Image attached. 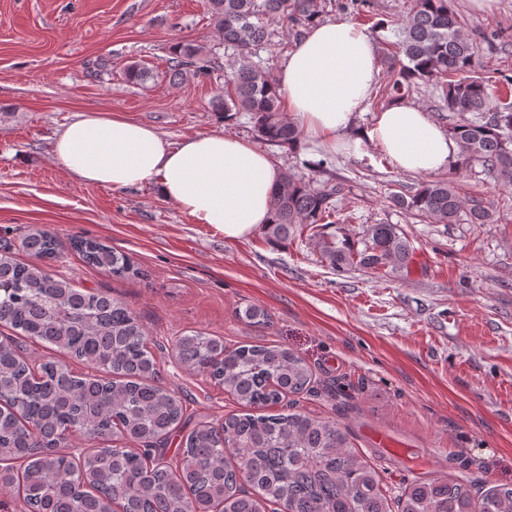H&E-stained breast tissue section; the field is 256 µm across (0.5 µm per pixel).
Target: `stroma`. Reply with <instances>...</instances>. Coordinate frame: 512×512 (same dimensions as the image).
Listing matches in <instances>:
<instances>
[{"label":"stroma","mask_w":512,"mask_h":512,"mask_svg":"<svg viewBox=\"0 0 512 512\" xmlns=\"http://www.w3.org/2000/svg\"><path fill=\"white\" fill-rule=\"evenodd\" d=\"M465 32L512 39V0L481 13L452 0ZM180 39L214 45L207 0H0V240L19 245L36 226L62 239L93 238L128 254L145 277L117 278L64 249L49 273L122 301L147 332L161 383L181 399L184 430L238 409L206 374H189L170 347L204 329L226 345H280L313 372L298 409L336 423L379 474L388 498L413 481L448 479L480 494L512 485V188L479 170L441 173L460 195L491 205L495 224H444L403 212L392 193L419 175L376 149L360 158L302 139L269 152L281 171L312 178L331 156L347 184L325 234L363 246L372 224L398 225L414 247L408 268L335 270L309 230L270 244L261 231L229 241L194 223L152 186L73 182L53 143L75 113L118 112L177 143L221 131L253 140L248 115L224 121L209 102L214 81L174 86L124 79L134 62L164 70ZM480 71L499 101L512 78V42L481 50ZM256 305L264 325L242 318Z\"/></svg>","instance_id":"stroma-1"}]
</instances>
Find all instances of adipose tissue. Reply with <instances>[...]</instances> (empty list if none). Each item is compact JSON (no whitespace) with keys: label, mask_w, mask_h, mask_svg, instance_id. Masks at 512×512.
I'll return each instance as SVG.
<instances>
[{"label":"adipose tissue","mask_w":512,"mask_h":512,"mask_svg":"<svg viewBox=\"0 0 512 512\" xmlns=\"http://www.w3.org/2000/svg\"><path fill=\"white\" fill-rule=\"evenodd\" d=\"M379 71L371 36L346 19L312 26L280 63L275 83L307 138L359 158L381 150L403 172L435 175L454 163L458 143L429 113L400 101L356 128ZM72 180L112 189L157 186L199 224L228 240L268 223L282 173L251 142L221 132L172 143L119 113L79 112L54 143Z\"/></svg>","instance_id":"obj_1"}]
</instances>
